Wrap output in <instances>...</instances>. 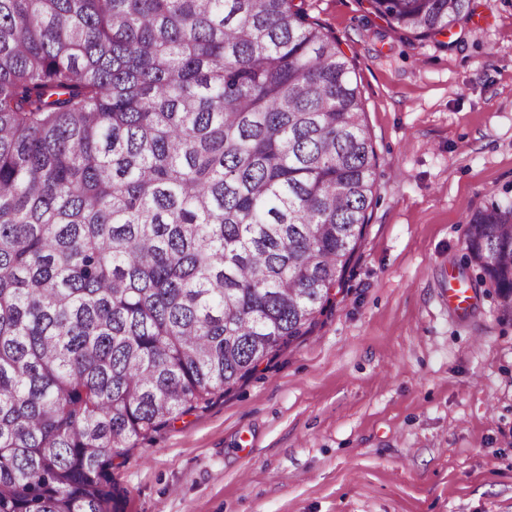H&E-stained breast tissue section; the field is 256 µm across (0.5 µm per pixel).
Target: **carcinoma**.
<instances>
[{"instance_id":"cac0c4a2","label":"carcinoma","mask_w":512,"mask_h":512,"mask_svg":"<svg viewBox=\"0 0 512 512\" xmlns=\"http://www.w3.org/2000/svg\"><path fill=\"white\" fill-rule=\"evenodd\" d=\"M446 36L473 0H371ZM377 155L295 0H0V512H109L114 458L311 334ZM512 315V196L469 221Z\"/></svg>"}]
</instances>
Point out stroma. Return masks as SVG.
Instances as JSON below:
<instances>
[{
    "instance_id": "1",
    "label": "stroma",
    "mask_w": 512,
    "mask_h": 512,
    "mask_svg": "<svg viewBox=\"0 0 512 512\" xmlns=\"http://www.w3.org/2000/svg\"><path fill=\"white\" fill-rule=\"evenodd\" d=\"M474 3L442 44L303 0L364 100L366 234L311 335L116 459L110 512H512V316L465 236L512 189V0Z\"/></svg>"
}]
</instances>
